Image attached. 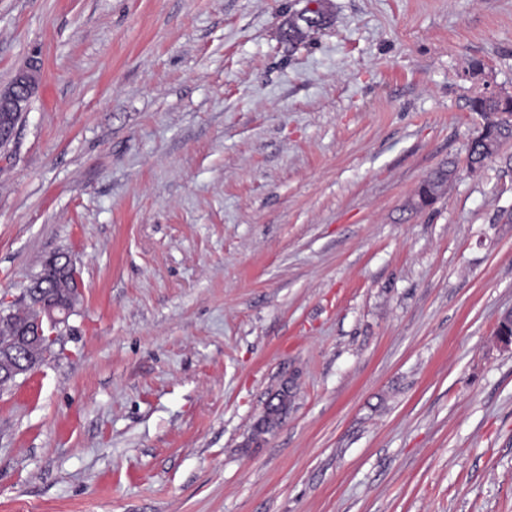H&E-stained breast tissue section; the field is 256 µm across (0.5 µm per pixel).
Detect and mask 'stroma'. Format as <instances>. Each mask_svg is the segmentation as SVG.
I'll list each match as a JSON object with an SVG mask.
<instances>
[{
  "label": "stroma",
  "mask_w": 512,
  "mask_h": 512,
  "mask_svg": "<svg viewBox=\"0 0 512 512\" xmlns=\"http://www.w3.org/2000/svg\"><path fill=\"white\" fill-rule=\"evenodd\" d=\"M324 6L291 44L309 0H0V87L43 78L0 298L82 283L0 392V512H512V140L464 162L512 0ZM311 2L316 3V9L307 10L311 14L309 15V17H311L310 19L303 17L306 29L304 30L295 23L290 24L288 27V31L285 32V37L288 39V42L302 41L303 39L309 37L311 32L320 30L321 28H323V26H325L328 23V15L323 6L324 1L311 0ZM448 173V170H442L424 179L415 195V197H418V201L415 202L414 198L411 207L414 209L421 208L419 207V200L424 201L427 205L434 204L444 193L445 186L448 183ZM60 272V269H54L53 271L47 272L44 267V269L36 276H42L45 274L44 280L46 283L44 284V287H46L47 295H51L57 301L63 302L72 294L73 287L68 272L61 273L59 275ZM288 397V386H283L268 403L265 414L260 420L263 424L259 422L256 425V431L258 434L266 433L282 422V415H285L288 411ZM274 399L277 400L276 403L273 402Z\"/></svg>",
  "instance_id": "obj_1"
}]
</instances>
